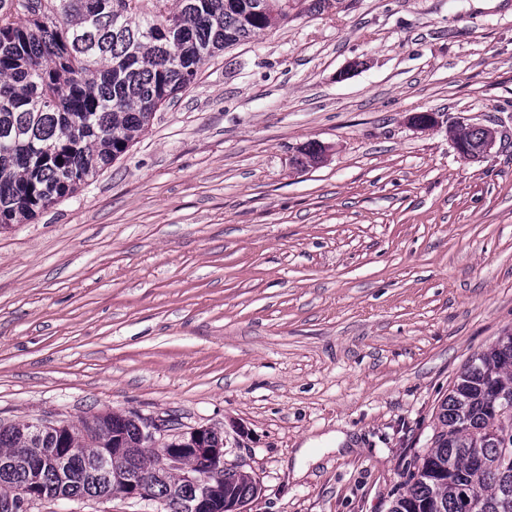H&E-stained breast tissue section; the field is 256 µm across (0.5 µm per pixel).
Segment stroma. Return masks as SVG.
Listing matches in <instances>:
<instances>
[{
	"label": "stroma",
	"mask_w": 512,
	"mask_h": 512,
	"mask_svg": "<svg viewBox=\"0 0 512 512\" xmlns=\"http://www.w3.org/2000/svg\"><path fill=\"white\" fill-rule=\"evenodd\" d=\"M314 3L0 232V422L208 426L261 485L248 512H389L456 376L512 331V0ZM454 123L494 147L459 157ZM332 431L351 451L295 477Z\"/></svg>",
	"instance_id": "1"
}]
</instances>
